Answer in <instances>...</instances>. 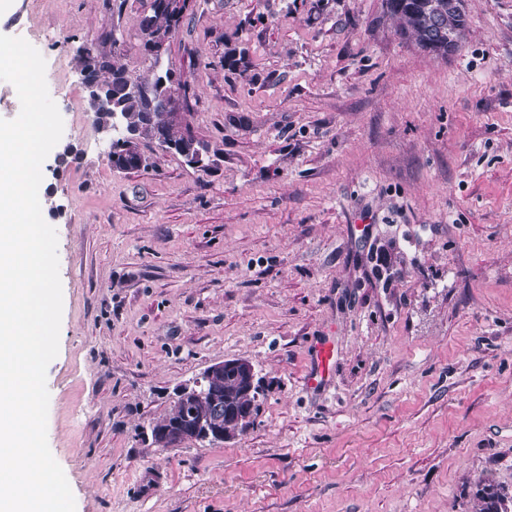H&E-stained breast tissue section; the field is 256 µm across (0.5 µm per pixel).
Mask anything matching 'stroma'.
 <instances>
[{"instance_id":"35a3bbf8","label":"stroma","mask_w":512,"mask_h":512,"mask_svg":"<svg viewBox=\"0 0 512 512\" xmlns=\"http://www.w3.org/2000/svg\"><path fill=\"white\" fill-rule=\"evenodd\" d=\"M436 56L385 0H190L165 63L208 167L148 144L113 169L74 49L142 0H0L46 61L77 160L44 163L63 312L47 439L76 512H474L512 493V0H464ZM239 51L236 69L225 53ZM333 372L303 382L324 341ZM249 360L224 443L152 427L206 367ZM476 512H511L512 494L494 485L484 486L478 493Z\"/></svg>"}]
</instances>
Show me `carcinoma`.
Masks as SVG:
<instances>
[{
    "label": "carcinoma",
    "instance_id": "cac0c4a2",
    "mask_svg": "<svg viewBox=\"0 0 512 512\" xmlns=\"http://www.w3.org/2000/svg\"><path fill=\"white\" fill-rule=\"evenodd\" d=\"M387 12L397 31L413 39L423 49L437 55L448 54V41L459 42L468 26L467 15L448 11V0H385ZM187 4L171 0H149V14L140 22L142 48L152 42H167L180 25ZM124 30L114 26L98 43L83 44L75 57L80 70L86 72L84 91L88 110L99 130L109 133L118 115L126 135L112 141L109 161L120 171L146 168L148 158L141 151L144 143H153L163 151L181 153V147L192 146L195 138L174 120L162 103L167 95H187L188 81L166 77L159 84L155 63L151 74L134 75L121 62ZM224 394L222 414L250 406L259 409L254 395L246 393L242 383L230 371L224 372L220 385ZM476 512H512V494L486 485L478 493Z\"/></svg>",
    "mask_w": 512,
    "mask_h": 512
}]
</instances>
